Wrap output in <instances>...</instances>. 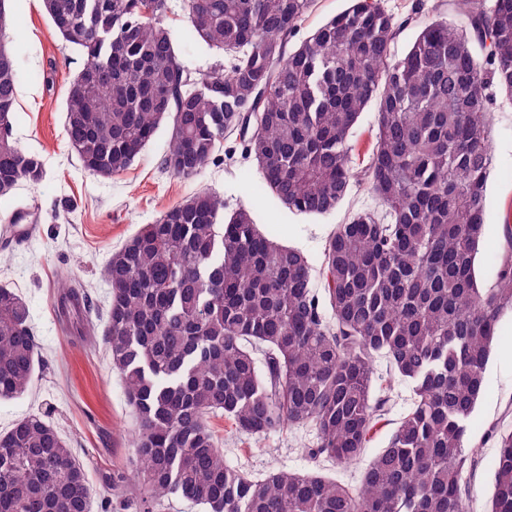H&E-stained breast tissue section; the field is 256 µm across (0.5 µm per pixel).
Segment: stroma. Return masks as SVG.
Masks as SVG:
<instances>
[{
  "mask_svg": "<svg viewBox=\"0 0 512 512\" xmlns=\"http://www.w3.org/2000/svg\"><path fill=\"white\" fill-rule=\"evenodd\" d=\"M182 0H170L165 19L176 42L179 60L192 77L222 63L220 51L197 43L183 14ZM9 47L18 68L12 137L25 151L39 154L46 175L38 184L21 182L0 197V225L16 210L32 212L27 237L0 242V286L26 302L29 324L38 344L40 367L28 394L0 401V431L16 420L44 414L63 434L85 467L95 491L93 512H137L135 498L122 491L105 493L106 476L129 470L133 459L134 419L123 383L113 371L103 336L107 286L100 270L113 249L121 247L145 224L199 190L224 198L226 211L250 208L258 229L279 244L298 249L321 265L325 243L336 224L374 208L364 186H353L338 208L326 215H305L282 207L269 193L256 165L241 154L223 155L192 178L163 171L169 131L160 126L142 154L124 172L109 177L85 173L66 145L63 101L84 57L64 48L42 0H9ZM485 107L492 117L493 164L486 198L487 232L476 259L478 279L491 283L502 256L512 252L504 229L512 225V101L489 89ZM85 292L92 324L85 336L72 334L57 311L61 282ZM393 405L379 420L364 452L372 458L384 448L400 415L409 407L410 390L395 382ZM512 427V314L499 323L485 374V390L472 415L465 442L478 466L471 477V512H484L492 465L497 455L492 427ZM212 427L225 461L259 476L272 469L317 472L355 481V468L311 458L316 442L307 427H287L264 438L239 433L231 420L218 416Z\"/></svg>",
  "mask_w": 512,
  "mask_h": 512,
  "instance_id": "stroma-1",
  "label": "stroma"
}]
</instances>
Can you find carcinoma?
Masks as SVG:
<instances>
[{
	"mask_svg": "<svg viewBox=\"0 0 512 512\" xmlns=\"http://www.w3.org/2000/svg\"><path fill=\"white\" fill-rule=\"evenodd\" d=\"M313 0H183L199 41L224 63L193 79L163 22L168 0H43L62 43L86 61L70 82L64 133L94 177L124 172L162 122L161 166L189 178L239 138L291 211H334L359 183L382 213L336 225L323 251L325 317L306 255L263 234L241 207L202 189L145 224L102 269L105 344L135 418L130 470L143 512L174 496L204 512H469L463 451L500 319L512 313V256L478 282L493 161L491 86L512 99V0H455L402 56L381 0L297 39ZM17 71L0 50V196L40 183L43 159L12 138ZM377 110L366 164H350L361 112ZM70 331L90 326L87 296L64 288ZM29 310L0 286V400L24 396L38 368ZM380 359L408 384L407 411L355 486L318 473L256 477L224 461L211 419L262 438L315 431L314 457L358 463L390 401ZM488 512H512V429L496 433ZM87 472L40 413L0 433V512H92Z\"/></svg>",
	"mask_w": 512,
	"mask_h": 512,
	"instance_id": "cac0c4a2",
	"label": "carcinoma"
}]
</instances>
